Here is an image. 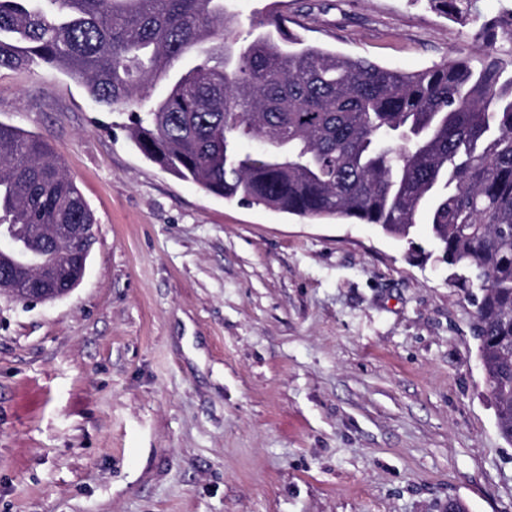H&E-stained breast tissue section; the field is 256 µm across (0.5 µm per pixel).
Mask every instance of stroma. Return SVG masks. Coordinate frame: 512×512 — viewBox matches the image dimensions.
<instances>
[{"mask_svg": "<svg viewBox=\"0 0 512 512\" xmlns=\"http://www.w3.org/2000/svg\"><path fill=\"white\" fill-rule=\"evenodd\" d=\"M405 72L477 53L426 0H227ZM92 209L66 297L0 295V512H512L474 289L369 224L227 201L58 67L0 69Z\"/></svg>", "mask_w": 512, "mask_h": 512, "instance_id": "obj_1", "label": "stroma"}]
</instances>
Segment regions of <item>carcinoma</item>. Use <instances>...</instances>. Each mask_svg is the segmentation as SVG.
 I'll return each mask as SVG.
<instances>
[{"mask_svg":"<svg viewBox=\"0 0 512 512\" xmlns=\"http://www.w3.org/2000/svg\"><path fill=\"white\" fill-rule=\"evenodd\" d=\"M474 2L428 0L476 28L478 64L408 73L296 39L274 10L243 44L225 0H0V68L57 65L130 112L148 159L227 201L371 224L413 251L426 226V257L480 290L479 357L511 445L512 10L488 18ZM91 223L47 143L0 123V226L48 264L35 225Z\"/></svg>","mask_w":512,"mask_h":512,"instance_id":"cac0c4a2","label":"carcinoma"}]
</instances>
